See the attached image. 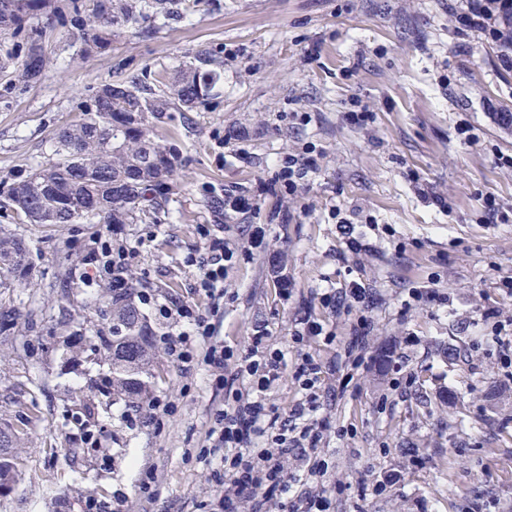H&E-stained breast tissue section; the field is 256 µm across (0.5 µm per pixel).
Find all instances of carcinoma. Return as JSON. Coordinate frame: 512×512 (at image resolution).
Segmentation results:
<instances>
[{
	"instance_id": "1",
	"label": "carcinoma",
	"mask_w": 512,
	"mask_h": 512,
	"mask_svg": "<svg viewBox=\"0 0 512 512\" xmlns=\"http://www.w3.org/2000/svg\"><path fill=\"white\" fill-rule=\"evenodd\" d=\"M67 10L88 55L110 47L112 39L131 33L140 21L183 17L185 0H0V36L25 48L20 82L37 84L45 77L39 41L43 30L30 20ZM215 55L199 50L169 79L133 78L105 81L80 106L78 116L52 143L54 159L26 177L0 182V200L23 224H160L175 181L177 149L156 129L168 112L191 110L205 101L221 79ZM28 250L15 234L0 235V269L17 279L0 288H19L29 266ZM126 291L107 288L112 317L109 334L98 336L112 356V393L135 405L152 394L148 326L134 303L135 285L125 274ZM19 316L15 304L0 307V333Z\"/></svg>"
}]
</instances>
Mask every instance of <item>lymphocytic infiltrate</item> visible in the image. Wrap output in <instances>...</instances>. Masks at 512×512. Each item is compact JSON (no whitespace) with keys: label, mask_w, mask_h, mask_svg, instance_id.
Listing matches in <instances>:
<instances>
[{"label":"lymphocytic infiltrate","mask_w":512,"mask_h":512,"mask_svg":"<svg viewBox=\"0 0 512 512\" xmlns=\"http://www.w3.org/2000/svg\"><path fill=\"white\" fill-rule=\"evenodd\" d=\"M456 35H475L496 50L498 66L512 72V0H449ZM109 234L95 238L83 260L105 276L129 268L136 251L113 249ZM206 255L194 285L196 300L175 307L160 305L159 313L173 322L162 336L164 350L178 369L208 367L224 401L211 410L207 448L199 459L218 464L221 488L209 501V512H268L277 502L281 512H334L335 488L325 486L329 463L321 443L333 429L325 411L327 370L312 355L289 361L286 349L272 341L271 331L256 327L246 349L225 345L217 334L224 301V273L238 251L211 225L198 227ZM291 372L299 394L288 413H280L269 394L284 372ZM300 450L299 468L289 472L285 457Z\"/></svg>","instance_id":"1"}]
</instances>
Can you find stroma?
<instances>
[{
	"instance_id": "35a3bbf8",
	"label": "stroma",
	"mask_w": 512,
	"mask_h": 512,
	"mask_svg": "<svg viewBox=\"0 0 512 512\" xmlns=\"http://www.w3.org/2000/svg\"><path fill=\"white\" fill-rule=\"evenodd\" d=\"M45 78L26 86L0 70V181L49 163L57 132L104 81L150 71L173 75L192 52L214 51L222 77L204 105L168 113L159 135L178 149V178L162 224H126L113 247L135 249L130 268L140 311L154 335V392L176 406L159 424L127 418L124 402L101 394L111 375L98 348L110 320L103 282L72 277L59 285V263L81 267L84 248L106 225L18 223L0 207V229L20 234L29 251L27 282L0 288L23 305L16 327L0 334V422L20 436L16 476L0 495V512H82L86 500L122 498L127 512H207L218 485L197 455L210 410L223 403L206 367L181 372L160 338L170 322L159 304L192 300L197 265L188 256L197 227L211 223L203 188L255 192L286 154L305 148L321 167L296 198L262 196L256 210L226 222L224 237L248 248L247 227L269 228L267 247L241 257L224 277L220 334L242 350L265 324L278 346L291 345L305 311L336 329V341L309 351L331 361L350 342L347 313L318 295L363 281L373 296L369 368L348 387L327 378L326 408L338 434L322 443L329 481L343 486L335 512H512V385L497 370L490 308L512 335V300L495 283L512 273V220L491 221L483 197L512 207V73L501 71L483 40H458L448 0H195L183 19L148 20L104 51L82 56L71 19L55 14L40 42ZM374 121L346 123L353 103ZM468 120L477 143L462 141ZM241 140L246 159L224 141ZM444 198L424 202L417 184ZM373 219L357 230L369 247L348 258L337 209ZM284 255L291 281L283 296L270 268ZM437 279L449 304L407 303L409 288ZM83 342L66 344L72 332ZM411 378L406 392L394 378ZM92 406L103 428L94 449L75 441L76 412ZM385 484L364 497L361 488Z\"/></svg>"
}]
</instances>
